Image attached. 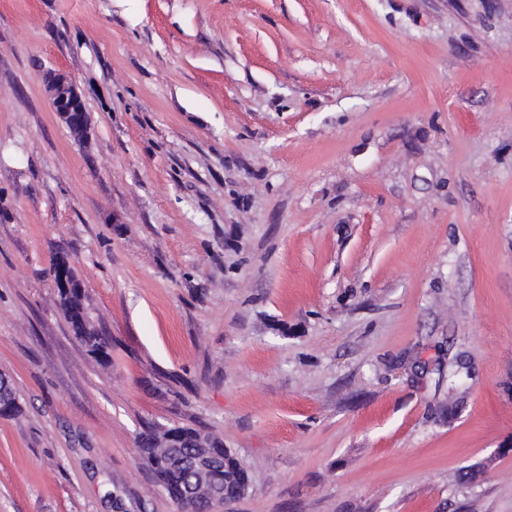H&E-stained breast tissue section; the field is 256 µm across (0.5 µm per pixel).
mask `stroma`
<instances>
[{"instance_id": "1", "label": "stroma", "mask_w": 512, "mask_h": 512, "mask_svg": "<svg viewBox=\"0 0 512 512\" xmlns=\"http://www.w3.org/2000/svg\"><path fill=\"white\" fill-rule=\"evenodd\" d=\"M0 371V512H177L149 424L223 512H512V0H0ZM50 106L78 142L87 136L89 118L82 93L61 70L50 69L44 79ZM58 288V287H57ZM59 290V304L65 320L73 334L84 344L88 352L99 363L109 361L110 342L106 336L95 326L84 301V293ZM161 426L148 427L138 437L140 459L144 467L151 473L156 485L164 491L179 485H186L189 477V470L185 465V461L192 459L193 451L201 450L204 454L216 457L223 470L224 488L213 485L210 489L211 501L217 506L223 507L224 502L233 499L235 494L241 491L247 492L250 486L251 477L248 469L236 457V455L228 448H224V441L218 436L206 434L201 430L188 427H172L168 431L175 432L183 439L185 443L193 442L194 438L203 433L208 438L210 448H175L178 454V461H172L171 454L173 452L174 436L170 435L167 439V445L159 448L163 433ZM195 493V487L191 483L182 490L183 496H192ZM225 499L229 500H224ZM218 508H212L210 511H219Z\"/></svg>"}]
</instances>
